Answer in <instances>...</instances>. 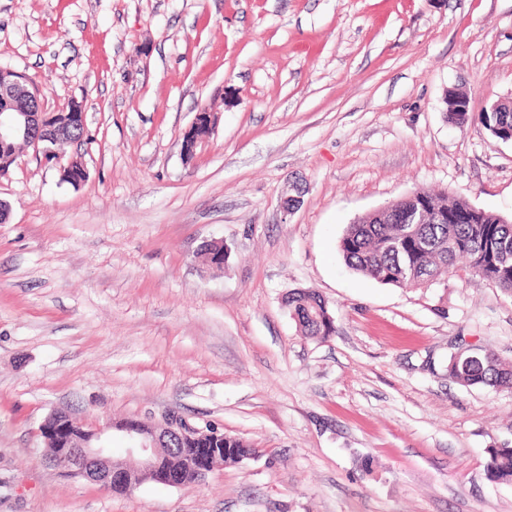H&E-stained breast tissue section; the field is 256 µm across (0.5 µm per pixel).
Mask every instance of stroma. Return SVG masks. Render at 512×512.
Returning a JSON list of instances; mask_svg holds the SVG:
<instances>
[{"label": "stroma", "mask_w": 512, "mask_h": 512, "mask_svg": "<svg viewBox=\"0 0 512 512\" xmlns=\"http://www.w3.org/2000/svg\"><path fill=\"white\" fill-rule=\"evenodd\" d=\"M1 67L45 111L83 103L87 177L30 147L0 175V512H512L485 468L512 390L446 371L456 344L512 361V295L463 271L397 288L339 250L419 188L512 217V141L479 119L512 99V0H0ZM307 288L327 339L284 304ZM55 410L176 412L261 454L116 494L44 462ZM212 127V118L211 113L208 112H199L196 114L195 119L185 135L183 141V154L186 156H191L198 144L201 143L207 136L203 134H199L201 130L207 129L211 130ZM285 305L301 331L315 338L326 339L335 332L327 303L313 289H296L289 292Z\"/></svg>", "instance_id": "1"}]
</instances>
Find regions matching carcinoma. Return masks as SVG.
I'll return each mask as SVG.
<instances>
[{
    "label": "carcinoma",
    "instance_id": "obj_1",
    "mask_svg": "<svg viewBox=\"0 0 512 512\" xmlns=\"http://www.w3.org/2000/svg\"><path fill=\"white\" fill-rule=\"evenodd\" d=\"M481 122L503 141L512 139V112H483ZM421 205L428 216L425 224H403L407 209ZM473 211L474 223H440L455 211ZM345 262L354 270L397 288H426L444 274L455 272L459 260L469 271L506 293L512 294V220L472 207L448 196L414 190L377 215H367L349 225L340 241ZM285 305L301 331L326 339L335 332L325 300L313 289H296ZM456 351L448 358V377L472 387L512 389V363L481 351ZM486 471L490 479L512 483V448H490Z\"/></svg>",
    "mask_w": 512,
    "mask_h": 512
}]
</instances>
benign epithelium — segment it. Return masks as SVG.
<instances>
[{
  "mask_svg": "<svg viewBox=\"0 0 512 512\" xmlns=\"http://www.w3.org/2000/svg\"><path fill=\"white\" fill-rule=\"evenodd\" d=\"M0 175L16 159L21 141L59 163L73 145L70 128L86 126L83 105L71 102L64 112H46L34 80L21 73L0 69ZM209 112H199L185 135L183 154L190 156L211 129ZM128 443V465L116 463L111 448L102 440L103 428L87 427L55 410L44 418L38 435L52 444L45 462L59 472L78 475L101 487L128 493L143 476L171 488L200 486L219 466L206 448L194 447L200 424L182 415H164L159 420L126 419L110 424Z\"/></svg>",
  "mask_w": 512,
  "mask_h": 512,
  "instance_id": "7a95c632",
  "label": "benign epithelium"
}]
</instances>
